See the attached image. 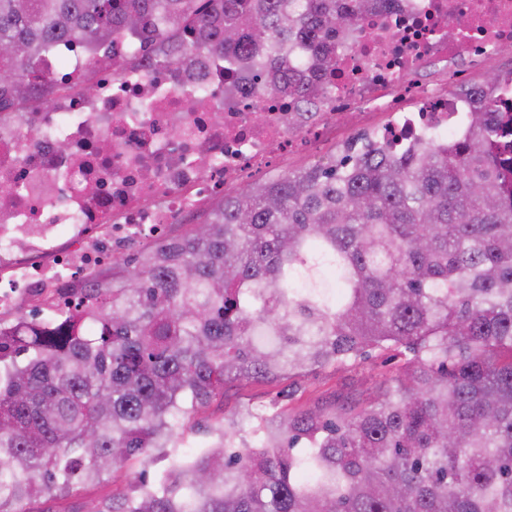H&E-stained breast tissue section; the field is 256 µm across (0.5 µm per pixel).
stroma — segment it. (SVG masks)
Wrapping results in <instances>:
<instances>
[{
    "mask_svg": "<svg viewBox=\"0 0 512 512\" xmlns=\"http://www.w3.org/2000/svg\"><path fill=\"white\" fill-rule=\"evenodd\" d=\"M370 121L358 117L338 119L335 140L327 142L319 155L299 152L288 160L289 171L324 165L342 155L346 145L369 134ZM406 349L368 355L344 365L312 367L301 373L273 381L228 383L223 395L212 398L186 420L180 430L183 452H192L206 439V431L220 423L235 407L248 405L264 413L330 409L349 402H367L391 384L408 359ZM140 470L139 462L113 474L101 485L74 491L67 498L51 501L53 512H91L99 500L113 494H129Z\"/></svg>",
    "mask_w": 512,
    "mask_h": 512,
    "instance_id": "obj_1",
    "label": "stroma"
}]
</instances>
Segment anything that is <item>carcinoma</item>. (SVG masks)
Segmentation results:
<instances>
[{
	"label": "carcinoma",
	"mask_w": 512,
	"mask_h": 512,
	"mask_svg": "<svg viewBox=\"0 0 512 512\" xmlns=\"http://www.w3.org/2000/svg\"><path fill=\"white\" fill-rule=\"evenodd\" d=\"M371 0H0V108L52 83L39 59L120 33L211 52L305 103ZM464 133L249 183L196 229L91 280L87 304L0 333V512L100 483L92 512H512V115ZM413 354L371 403L246 409L175 451L179 420L230 380L370 350ZM140 470L139 462L134 460L126 469L115 472L112 480L103 482L101 485L74 491L67 499L52 500L45 504L37 502L27 507L34 510L51 507L54 511L77 508L82 512H88L104 497L112 494H132L135 489L134 479Z\"/></svg>",
	"instance_id": "cac0c4a2"
}]
</instances>
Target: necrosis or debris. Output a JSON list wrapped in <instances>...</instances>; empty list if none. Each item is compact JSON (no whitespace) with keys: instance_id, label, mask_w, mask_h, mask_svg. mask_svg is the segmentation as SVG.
<instances>
[{"instance_id":"4bbe7bcc","label":"necrosis or debris","mask_w":512,"mask_h":512,"mask_svg":"<svg viewBox=\"0 0 512 512\" xmlns=\"http://www.w3.org/2000/svg\"><path fill=\"white\" fill-rule=\"evenodd\" d=\"M511 50L512 0H374L336 51L327 95L306 109L246 86L225 104L219 56L174 69L163 51L146 58L123 39L90 59L76 44L46 54L42 70L65 90L0 113V186L16 189L0 205V327L27 313L63 315L129 243H156L230 187L289 153L317 150L340 117L393 113L376 134L396 151L420 137H459L469 102L420 81L421 72L440 64L462 84L468 67ZM89 81L92 96L83 91ZM190 97L197 111L186 110ZM295 113L300 121L289 124ZM61 140L67 153L57 150Z\"/></svg>"}]
</instances>
